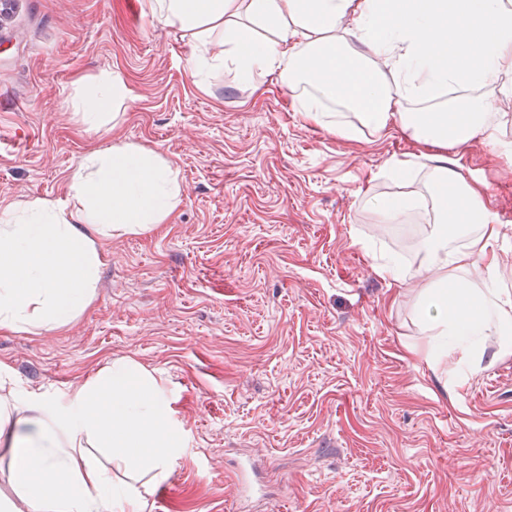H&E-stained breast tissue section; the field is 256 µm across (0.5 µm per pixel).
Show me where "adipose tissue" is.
I'll use <instances>...</instances> for the list:
<instances>
[{
  "label": "adipose tissue",
  "mask_w": 512,
  "mask_h": 512,
  "mask_svg": "<svg viewBox=\"0 0 512 512\" xmlns=\"http://www.w3.org/2000/svg\"><path fill=\"white\" fill-rule=\"evenodd\" d=\"M165 26L196 34L199 82L228 72L258 84L278 74L299 112L356 138L359 127L408 130L419 141L461 148L482 141L512 151L503 121L512 107V0H149ZM451 88L433 112H408ZM128 89L104 73L78 86L72 110L89 129L107 125ZM342 104L353 120L329 121ZM181 201L177 170L158 153L127 144L86 153L68 199L37 198L0 209V329L49 331L94 295L98 240L164 223ZM382 224L432 206L436 228L418 248L415 319L431 339L430 363L452 386L485 367V337L512 348V293L500 288L499 228L480 190L456 166L436 163L426 197L372 196ZM9 427L11 496L0 512H106L138 498L133 482L164 479L183 445L152 377L131 360L59 394L21 392L0 406ZM123 469L117 479L115 469Z\"/></svg>",
  "instance_id": "ef3b65f1"
}]
</instances>
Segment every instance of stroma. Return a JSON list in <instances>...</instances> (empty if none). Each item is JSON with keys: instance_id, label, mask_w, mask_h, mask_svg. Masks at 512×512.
<instances>
[{"instance_id": "obj_1", "label": "stroma", "mask_w": 512, "mask_h": 512, "mask_svg": "<svg viewBox=\"0 0 512 512\" xmlns=\"http://www.w3.org/2000/svg\"><path fill=\"white\" fill-rule=\"evenodd\" d=\"M149 0H6L0 13V207L66 199L86 153L126 143L179 171L162 224L102 239L95 296L52 331L0 330L20 390L63 393L130 359L154 375L185 439L145 512H240L228 473L268 469L260 512H512V353L444 387L413 318L426 213L375 231L365 200L422 194L439 154L498 218L512 266V159L480 141L439 151L399 127L346 140L298 112L278 76L260 85L191 72L194 39ZM119 74L129 96L90 131L80 83ZM395 161L415 178L383 175ZM408 272L379 276L365 247Z\"/></svg>"}]
</instances>
